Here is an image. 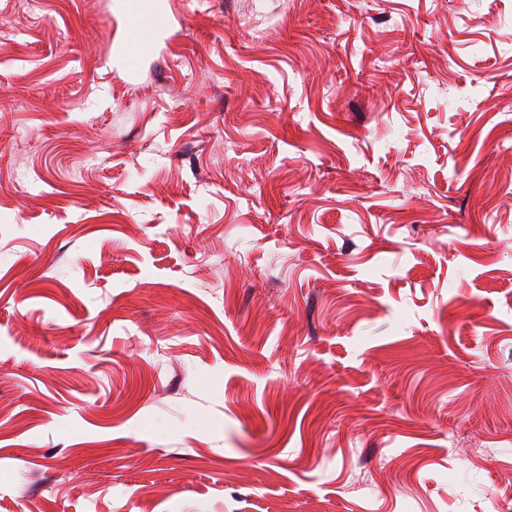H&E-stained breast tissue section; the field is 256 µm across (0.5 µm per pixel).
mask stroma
<instances>
[{"mask_svg":"<svg viewBox=\"0 0 512 512\" xmlns=\"http://www.w3.org/2000/svg\"><path fill=\"white\" fill-rule=\"evenodd\" d=\"M0 0V512H512V0ZM162 0H126L123 6L124 16L127 22L134 20L142 15H150L156 22V28L166 23L167 13Z\"/></svg>","mask_w":512,"mask_h":512,"instance_id":"obj_1","label":"stroma"}]
</instances>
